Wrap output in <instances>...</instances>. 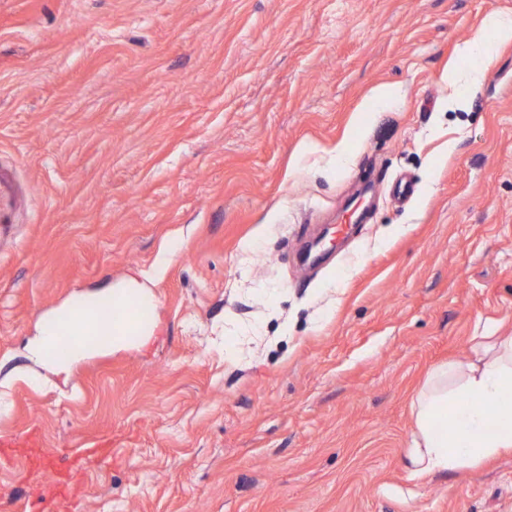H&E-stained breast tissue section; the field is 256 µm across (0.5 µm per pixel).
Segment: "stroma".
Segmentation results:
<instances>
[{
    "label": "stroma",
    "mask_w": 512,
    "mask_h": 512,
    "mask_svg": "<svg viewBox=\"0 0 512 512\" xmlns=\"http://www.w3.org/2000/svg\"><path fill=\"white\" fill-rule=\"evenodd\" d=\"M492 13L512 0H0V169L24 198L0 234V512H41L47 449L83 471L58 512H512L511 451L405 457L431 367L512 333ZM471 41L494 57L473 94L446 80ZM130 279L145 345L28 359L44 317Z\"/></svg>",
    "instance_id": "stroma-1"
}]
</instances>
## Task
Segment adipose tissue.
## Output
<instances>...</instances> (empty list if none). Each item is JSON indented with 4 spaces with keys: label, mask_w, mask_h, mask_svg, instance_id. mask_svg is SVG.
Instances as JSON below:
<instances>
[{
    "label": "adipose tissue",
    "mask_w": 512,
    "mask_h": 512,
    "mask_svg": "<svg viewBox=\"0 0 512 512\" xmlns=\"http://www.w3.org/2000/svg\"><path fill=\"white\" fill-rule=\"evenodd\" d=\"M102 308V301L77 299L68 306L70 324L47 318L27 348L29 359L56 366L54 347L63 336L78 339L73 361L129 345L128 331ZM412 412L406 450L412 474L461 471L512 449V335L479 337L465 360L432 367Z\"/></svg>",
    "instance_id": "obj_1"
}]
</instances>
